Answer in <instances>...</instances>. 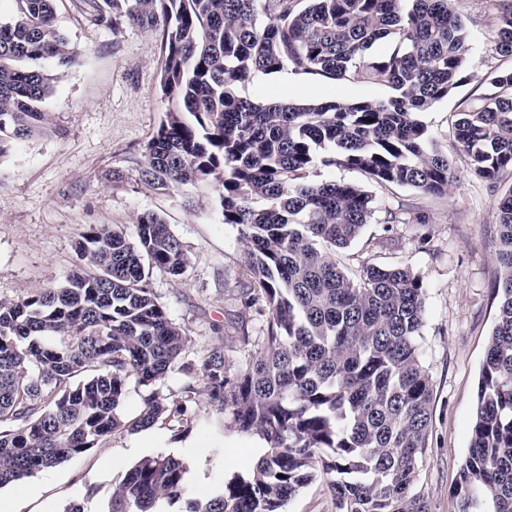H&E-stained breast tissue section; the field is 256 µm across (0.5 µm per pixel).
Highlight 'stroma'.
Instances as JSON below:
<instances>
[{
	"mask_svg": "<svg viewBox=\"0 0 512 512\" xmlns=\"http://www.w3.org/2000/svg\"><path fill=\"white\" fill-rule=\"evenodd\" d=\"M454 7L468 28L470 79L419 115L453 166L447 195L380 186L352 170L321 167L312 174L316 181L363 185L379 202L376 223L337 251L340 265L352 273L367 261L404 265L426 286L420 353L432 378L433 416L417 489L431 512H455L450 489L468 454L478 375L498 305L492 245L497 194L471 175L466 155L455 147L454 123L459 112L491 94L487 73L512 68V57L499 55L494 45L503 0H456ZM90 11L87 0H57L56 24L77 61L62 70L54 60L41 63L59 75L45 102L54 130L16 142L0 158V298L64 282L78 263L76 246L89 225L128 228L138 214L153 211L191 255L183 276L157 271L151 277L154 292L190 338L186 359L201 361L220 346L230 372H237L258 352L257 345L239 341L237 328L255 331L259 322L236 299L248 273L236 228L223 223L205 190L162 194L136 172L164 116L158 93L161 34L127 23L114 30L91 22ZM239 90L257 100L298 102L391 94L370 79L289 71L252 75ZM389 209L403 210L402 223L384 225ZM267 451L260 436L225 427L222 411L201 401L191 405L186 428L160 422L115 434L105 448L1 488L0 496L15 512H63L72 503L84 512H106L125 472L163 453L186 464L183 497L189 500L216 491L232 475H248ZM285 512H337L328 479L301 489Z\"/></svg>",
	"mask_w": 512,
	"mask_h": 512,
	"instance_id": "stroma-1",
	"label": "stroma"
}]
</instances>
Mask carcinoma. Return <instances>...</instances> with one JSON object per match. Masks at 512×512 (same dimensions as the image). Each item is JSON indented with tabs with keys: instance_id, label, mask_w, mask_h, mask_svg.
<instances>
[{
	"instance_id": "carcinoma-1",
	"label": "carcinoma",
	"mask_w": 512,
	"mask_h": 512,
	"mask_svg": "<svg viewBox=\"0 0 512 512\" xmlns=\"http://www.w3.org/2000/svg\"><path fill=\"white\" fill-rule=\"evenodd\" d=\"M0 18V158L45 128L56 76L18 63L72 62L54 0H14ZM94 21L128 20L162 33L164 118L147 142L139 180L160 190L206 186L222 222L237 228L250 280L238 298L264 317L260 351L228 375L224 349L200 366L151 288L153 271L182 276L191 256L155 212L132 233L91 225L64 283L0 298V488L102 448L117 432L160 419L188 422L203 398L269 451L249 476L186 502L183 512H284L320 474L339 512H430L416 491L433 390L419 354L426 288L404 266L336 262L379 211L376 198L313 169L355 170L381 185L442 195L448 153L418 114L469 80L468 34L450 0H103ZM385 39L392 48L373 51ZM496 50L512 57V7ZM345 79L362 73L386 99L261 102L239 93L255 73ZM495 92L459 113L454 137L471 172L512 176V69ZM498 312L478 383L468 456L451 489L456 512H512V186L497 198ZM177 369L170 400L152 390L124 416L128 387ZM90 373L84 383L73 378ZM186 465L157 454L115 486L107 512H161L182 499Z\"/></svg>"
}]
</instances>
